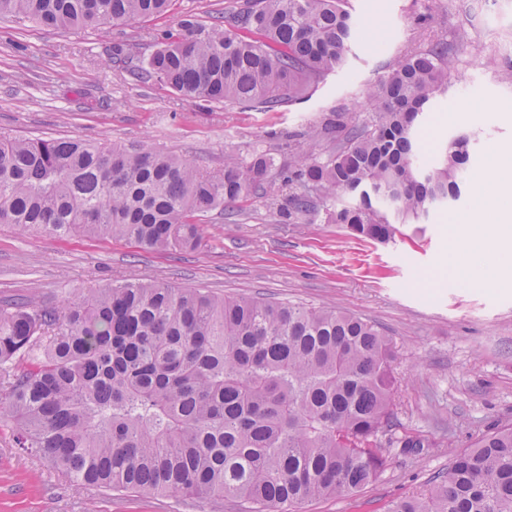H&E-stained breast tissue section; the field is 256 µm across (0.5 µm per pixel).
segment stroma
Wrapping results in <instances>:
<instances>
[{
	"mask_svg": "<svg viewBox=\"0 0 512 512\" xmlns=\"http://www.w3.org/2000/svg\"><path fill=\"white\" fill-rule=\"evenodd\" d=\"M236 0H175L158 17L105 29H48L0 19V132L25 138L79 136L93 143L152 144L217 171L225 155L261 149L274 159L266 190L198 217L196 249L156 251L135 242L56 240L0 226V307H60L89 289L126 280L203 288L224 295L329 307L375 323L393 342L394 415L382 438L388 464L354 496L313 500L299 512H386L396 499L444 479L455 457L490 431L512 427V277L480 286L449 280V214L479 209L493 149L512 154V0H348L358 21L346 66L300 103L275 112L185 99L144 81L154 34L182 16L212 24ZM448 46V91L421 125L429 156L452 136H471L472 183L419 224H399L384 243L320 218L280 221V171L321 132L336 145L337 112L370 124L373 93L399 56ZM420 440L401 447L403 437ZM179 493L149 497L73 485L0 426V512H243Z\"/></svg>",
	"mask_w": 512,
	"mask_h": 512,
	"instance_id": "35a3bbf8",
	"label": "stroma"
}]
</instances>
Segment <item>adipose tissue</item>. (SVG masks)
Masks as SVG:
<instances>
[{
  "label": "adipose tissue",
  "instance_id": "1",
  "mask_svg": "<svg viewBox=\"0 0 512 512\" xmlns=\"http://www.w3.org/2000/svg\"><path fill=\"white\" fill-rule=\"evenodd\" d=\"M492 158L485 180L497 190L493 224L478 225L473 216L449 219L451 233L444 268L450 278L463 285L481 284L478 268L489 256L495 259V271L512 272V166L501 163L500 153H493Z\"/></svg>",
  "mask_w": 512,
  "mask_h": 512
}]
</instances>
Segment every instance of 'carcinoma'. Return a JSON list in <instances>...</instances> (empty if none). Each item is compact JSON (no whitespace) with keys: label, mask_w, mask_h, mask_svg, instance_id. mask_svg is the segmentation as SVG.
I'll use <instances>...</instances> for the list:
<instances>
[{"label":"carcinoma","mask_w":512,"mask_h":512,"mask_svg":"<svg viewBox=\"0 0 512 512\" xmlns=\"http://www.w3.org/2000/svg\"><path fill=\"white\" fill-rule=\"evenodd\" d=\"M173 0H0V17L48 28H106L167 13ZM357 21L344 0H244L205 26L155 37L142 78L209 103L275 112L342 69ZM448 48L395 62L372 128L349 123L327 158L320 132L283 171L279 217L313 214L388 241L467 185L470 139L424 158L417 131L448 87ZM274 159L224 156V171L140 144L0 136V224L65 240L124 238L194 249L195 218L247 198ZM339 194L355 198L336 206ZM395 350L375 324L328 308L125 281L63 309L0 307V424L16 445L81 485L240 499L257 512L352 496L384 471ZM387 512H512V427L456 456L444 480Z\"/></svg>","instance_id":"1"}]
</instances>
